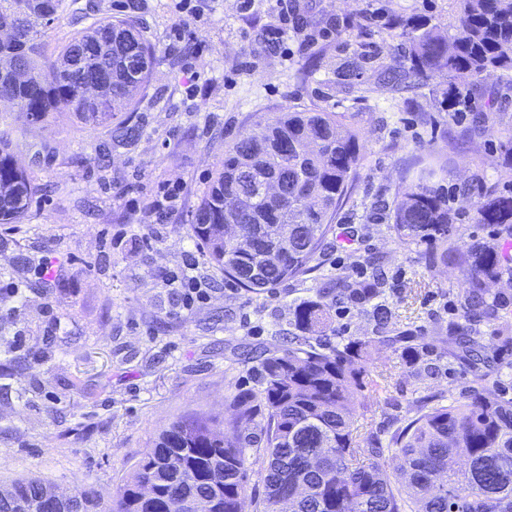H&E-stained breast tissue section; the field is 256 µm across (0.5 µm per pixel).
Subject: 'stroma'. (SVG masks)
<instances>
[{"mask_svg":"<svg viewBox=\"0 0 512 512\" xmlns=\"http://www.w3.org/2000/svg\"><path fill=\"white\" fill-rule=\"evenodd\" d=\"M127 0H61L43 40L53 48L96 19L120 14ZM138 22L158 50L151 83L130 122L131 143L72 115L19 131L0 106L21 165L39 191L15 224H0V480L36 475L56 491L90 485L111 501L159 433L201 414L227 422L229 398L257 390L249 348H285L295 302L315 297L339 274L360 276L379 255L381 296L392 318L378 334L369 311L332 308L327 340L371 338L363 391L370 411L355 425L399 459L391 433L423 396L459 400L479 387L512 398V379L476 381L475 369L448 353L449 324L467 327L466 284L456 266L430 263L426 247L400 244L384 209L416 184L422 169L447 173L456 213L451 243L501 248L498 227L472 220L480 197L512 193V72L480 77L495 94L494 131L468 135L477 100L448 106L449 80L433 74L399 90L385 71L409 68L410 39L389 34L397 18L425 21L445 34L459 24L454 0H136ZM290 25L275 39L280 14ZM307 19L297 29L296 19ZM343 115L364 145L351 196L337 216L354 238L332 241L315 269L253 293L225 279L196 251L189 224L225 147L285 107ZM165 186L172 201L155 209ZM52 257L49 279L35 272ZM209 298L182 307L177 282L187 261ZM427 344L408 364L391 335Z\"/></svg>","mask_w":512,"mask_h":512,"instance_id":"1","label":"stroma"}]
</instances>
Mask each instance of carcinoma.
I'll list each match as a JSON object with an SVG mask.
<instances>
[{
  "instance_id": "obj_1",
  "label": "carcinoma",
  "mask_w": 512,
  "mask_h": 512,
  "mask_svg": "<svg viewBox=\"0 0 512 512\" xmlns=\"http://www.w3.org/2000/svg\"><path fill=\"white\" fill-rule=\"evenodd\" d=\"M19 0H0V26L16 30L15 42L0 44V58L10 56L28 71L16 86L0 72V98L18 99L26 125H44L50 116L70 112L90 126L105 125L109 135L125 136L128 126L112 120L132 112L146 91L156 50L130 16H108L75 33L49 52L41 29L58 8L56 0H27L28 11L17 13ZM459 25L449 37L439 30L412 26L410 67L404 77L416 83L444 72L454 93L482 94L475 79L485 73L512 71V0H455ZM97 40L112 41V57L102 65L112 71L109 87L97 97L82 93L88 73L75 52ZM0 134V222L10 224L31 205L36 185L4 145ZM359 134L336 112L287 109L271 124H258L224 150L208 189L193 215L191 238L209 261L238 287L259 292L312 270L311 263L336 236L337 215L347 203L360 165ZM288 181V200L273 203L261 186L274 177ZM425 170L419 182L393 201L390 220L404 243L442 246L431 262L462 268L469 288L464 317L492 314L512 303L506 296H488L484 285L503 277L512 280V258L475 245L466 253L448 248L454 217L448 188ZM240 205L239 230L260 233L258 248L239 250L229 237L224 210L226 195ZM477 224H495L512 236V196H488L475 208ZM275 251L272 261L263 251ZM362 280H341L319 289L317 299L294 307L296 333L288 347L260 352L256 393L233 397L232 436L200 417H180L162 430L117 490L107 512H241L249 467L260 464L263 497L255 512H274L276 503L292 498L293 512H512V398L489 399L476 388L464 402L433 403L429 396L415 403L416 415L396 428L390 445L400 459L403 481L394 484L383 449L353 428L359 411L368 410L360 394L367 376L370 341L353 339L323 351L322 333L329 328L333 306L372 305L377 329L391 320L378 301L386 274L377 258ZM401 354L416 364L426 345L398 335ZM448 353L485 368L483 376H501L512 369L488 355L479 331L448 325ZM257 430L264 447L247 455L246 434ZM37 478L0 483V512H98L92 487L78 488L63 498Z\"/></svg>"
}]
</instances>
